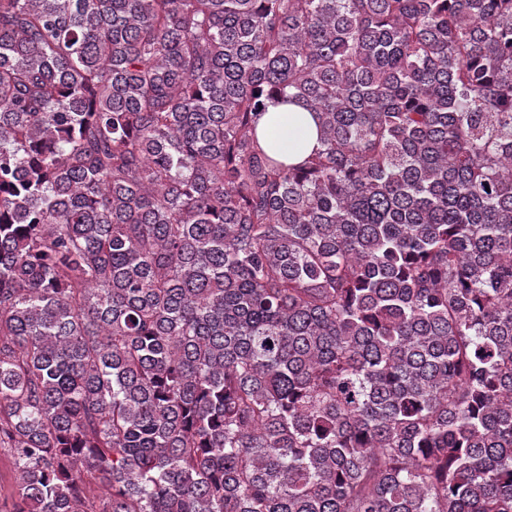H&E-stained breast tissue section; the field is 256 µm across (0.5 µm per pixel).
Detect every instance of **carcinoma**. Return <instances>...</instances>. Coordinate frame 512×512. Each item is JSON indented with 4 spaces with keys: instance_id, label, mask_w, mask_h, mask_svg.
Segmentation results:
<instances>
[{
    "instance_id": "obj_1",
    "label": "carcinoma",
    "mask_w": 512,
    "mask_h": 512,
    "mask_svg": "<svg viewBox=\"0 0 512 512\" xmlns=\"http://www.w3.org/2000/svg\"><path fill=\"white\" fill-rule=\"evenodd\" d=\"M2 455L0 512H512V0H0ZM274 134L275 149L289 164H299L320 146L316 120L298 104L269 102L257 126V136L267 142Z\"/></svg>"
}]
</instances>
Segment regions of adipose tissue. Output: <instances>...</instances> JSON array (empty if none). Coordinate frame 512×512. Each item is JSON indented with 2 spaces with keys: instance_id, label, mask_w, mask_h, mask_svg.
I'll return each mask as SVG.
<instances>
[{
  "instance_id": "1",
  "label": "adipose tissue",
  "mask_w": 512,
  "mask_h": 512,
  "mask_svg": "<svg viewBox=\"0 0 512 512\" xmlns=\"http://www.w3.org/2000/svg\"><path fill=\"white\" fill-rule=\"evenodd\" d=\"M260 140L274 138L288 163L298 164L319 145L316 120L298 104L269 103L257 126Z\"/></svg>"
}]
</instances>
